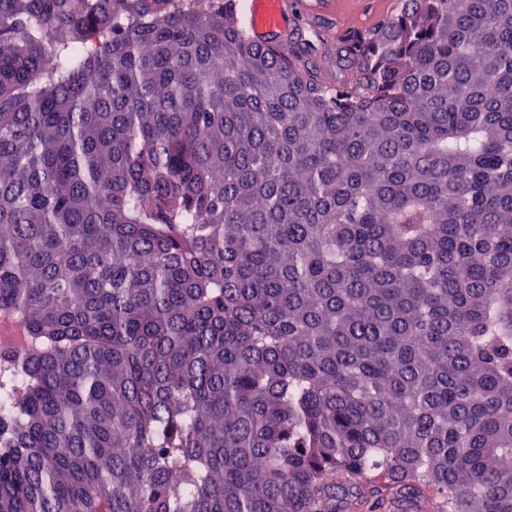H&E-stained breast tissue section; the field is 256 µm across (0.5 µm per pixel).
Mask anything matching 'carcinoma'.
I'll use <instances>...</instances> for the list:
<instances>
[{
  "label": "carcinoma",
  "mask_w": 512,
  "mask_h": 512,
  "mask_svg": "<svg viewBox=\"0 0 512 512\" xmlns=\"http://www.w3.org/2000/svg\"><path fill=\"white\" fill-rule=\"evenodd\" d=\"M327 39L0 0V512H512V0ZM29 342L14 313L0 311V353L7 350L26 349Z\"/></svg>",
  "instance_id": "cac0c4a2"
}]
</instances>
